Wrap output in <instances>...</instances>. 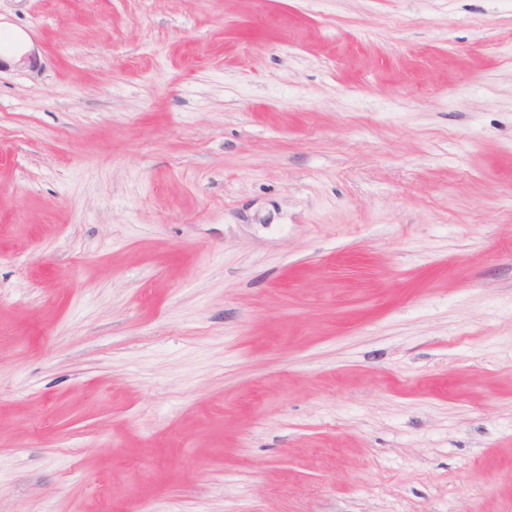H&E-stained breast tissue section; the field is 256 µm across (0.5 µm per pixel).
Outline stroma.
<instances>
[{"mask_svg":"<svg viewBox=\"0 0 512 512\" xmlns=\"http://www.w3.org/2000/svg\"><path fill=\"white\" fill-rule=\"evenodd\" d=\"M0 55V512H512V0H0Z\"/></svg>","mask_w":512,"mask_h":512,"instance_id":"obj_1","label":"stroma"}]
</instances>
